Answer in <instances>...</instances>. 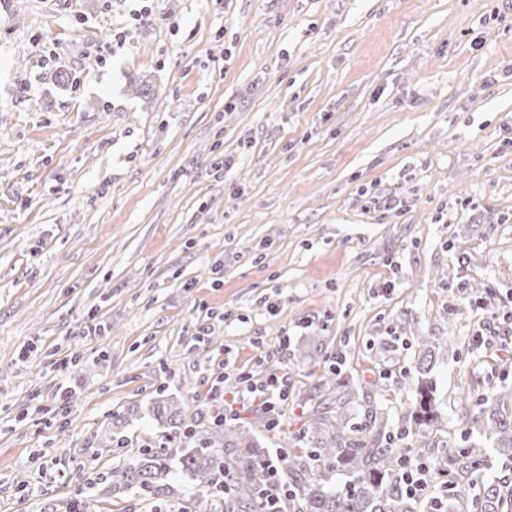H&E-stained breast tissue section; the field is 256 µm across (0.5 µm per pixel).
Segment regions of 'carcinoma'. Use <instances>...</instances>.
<instances>
[{"label":"carcinoma","instance_id":"obj_1","mask_svg":"<svg viewBox=\"0 0 512 512\" xmlns=\"http://www.w3.org/2000/svg\"><path fill=\"white\" fill-rule=\"evenodd\" d=\"M416 343V401L397 431L371 393L333 391L337 372L328 371L329 393L307 413L302 439H289L288 453L278 458V473L289 477L278 512H512V388L502 386L478 403L472 384H464L459 399L470 426L449 431L430 379L448 347L427 336ZM155 415L170 422L173 435L161 450L141 448L113 471L112 491L159 495L175 462L207 489L228 490L226 498L212 499L211 512L266 509L259 494L271 484L272 461L259 431L214 417L205 423L168 398L156 402ZM403 437L413 444L402 447ZM406 455L433 463L431 494L407 490Z\"/></svg>","mask_w":512,"mask_h":512}]
</instances>
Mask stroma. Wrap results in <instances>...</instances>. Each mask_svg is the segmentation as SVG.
I'll return each instance as SVG.
<instances>
[{
  "label": "stroma",
  "mask_w": 512,
  "mask_h": 512,
  "mask_svg": "<svg viewBox=\"0 0 512 512\" xmlns=\"http://www.w3.org/2000/svg\"><path fill=\"white\" fill-rule=\"evenodd\" d=\"M510 310L505 0H0V512H205L100 478L223 359L288 375L274 450L339 354L407 414L430 336L461 431Z\"/></svg>",
  "instance_id": "1"
}]
</instances>
